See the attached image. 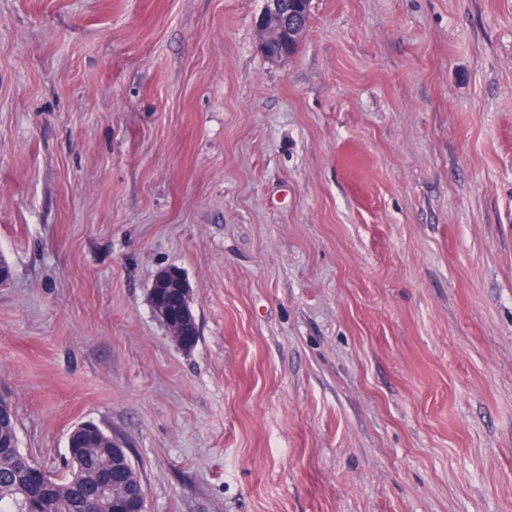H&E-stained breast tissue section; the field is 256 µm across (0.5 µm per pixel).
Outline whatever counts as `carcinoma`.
<instances>
[{
    "label": "carcinoma",
    "instance_id": "1",
    "mask_svg": "<svg viewBox=\"0 0 512 512\" xmlns=\"http://www.w3.org/2000/svg\"><path fill=\"white\" fill-rule=\"evenodd\" d=\"M97 433L103 447L89 445L88 436H83V451L69 454L67 475L45 471L49 491L41 495L39 486L19 478L21 458L26 453L15 445L16 421L0 425V440L10 444L8 448L0 447V512H22L36 495L41 512H112L110 498L97 491L100 473L114 461L111 449L106 447L110 434L100 427Z\"/></svg>",
    "mask_w": 512,
    "mask_h": 512
}]
</instances>
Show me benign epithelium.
Returning a JSON list of instances; mask_svg holds the SVG:
<instances>
[{
	"label": "benign epithelium",
	"mask_w": 512,
	"mask_h": 512,
	"mask_svg": "<svg viewBox=\"0 0 512 512\" xmlns=\"http://www.w3.org/2000/svg\"><path fill=\"white\" fill-rule=\"evenodd\" d=\"M310 0H264V9L256 20L258 48L273 64H281L297 51L307 29L306 15ZM193 295L188 280L177 268L159 272L152 282L149 303L154 314L164 321L171 338L182 349L195 346L199 329L192 308H182V317L169 316L172 304H181ZM127 468L108 470L103 478V488L116 490L124 483Z\"/></svg>",
	"instance_id": "7a95c632"
}]
</instances>
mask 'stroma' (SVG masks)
Wrapping results in <instances>:
<instances>
[{
    "mask_svg": "<svg viewBox=\"0 0 512 512\" xmlns=\"http://www.w3.org/2000/svg\"><path fill=\"white\" fill-rule=\"evenodd\" d=\"M0 0V396L148 512H512V0ZM200 340L152 312L166 268ZM294 1V2H293ZM264 9L256 20L258 48L273 64H281L297 51L307 29L310 0H264ZM310 13L308 15V21ZM284 40L288 52L274 50L273 42ZM168 283H172L173 286L165 288L164 286ZM191 295H193V289L184 274L177 268L159 272L150 288L149 303L154 314L162 318L169 335L181 349L192 348L199 339L194 312L188 305L184 307L183 304V298L188 299ZM173 303L176 306L177 304L183 306L180 319L174 320L169 316Z\"/></svg>",
    "mask_w": 512,
    "mask_h": 512,
    "instance_id": "obj_1",
    "label": "stroma"
}]
</instances>
